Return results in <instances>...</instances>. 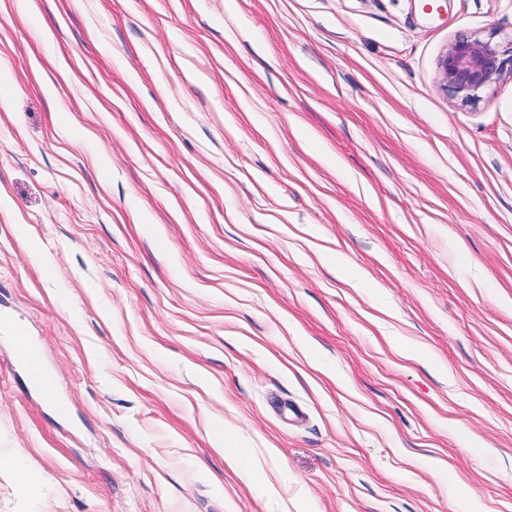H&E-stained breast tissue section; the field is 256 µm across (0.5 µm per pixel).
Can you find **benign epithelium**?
Wrapping results in <instances>:
<instances>
[{
    "label": "benign epithelium",
    "instance_id": "benign-epithelium-1",
    "mask_svg": "<svg viewBox=\"0 0 512 512\" xmlns=\"http://www.w3.org/2000/svg\"><path fill=\"white\" fill-rule=\"evenodd\" d=\"M507 73L512 75V41L504 45L491 37L459 39L449 44L440 59L438 80L444 90L467 103Z\"/></svg>",
    "mask_w": 512,
    "mask_h": 512
}]
</instances>
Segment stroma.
Listing matches in <instances>:
<instances>
[{
	"label": "stroma",
	"instance_id": "stroma-1",
	"mask_svg": "<svg viewBox=\"0 0 512 512\" xmlns=\"http://www.w3.org/2000/svg\"><path fill=\"white\" fill-rule=\"evenodd\" d=\"M437 4L0 0V512H512V0ZM507 73L512 77V38L506 45L493 41V37L459 39L449 44L440 59L438 80L444 90L467 103ZM19 357L27 366L29 376L35 377L40 382V387L47 393L53 391L52 382L47 379L39 371L40 368V355L34 348L29 347L26 352L19 354ZM213 443L215 448L224 452L225 460L240 477L253 483L259 479V474L251 464L245 451L242 448H230L226 445L224 431L220 426L216 428L213 434ZM2 471L9 472L22 485L41 486L48 482L41 470L23 464L13 455L0 453V472Z\"/></svg>",
	"mask_w": 512,
	"mask_h": 512
}]
</instances>
